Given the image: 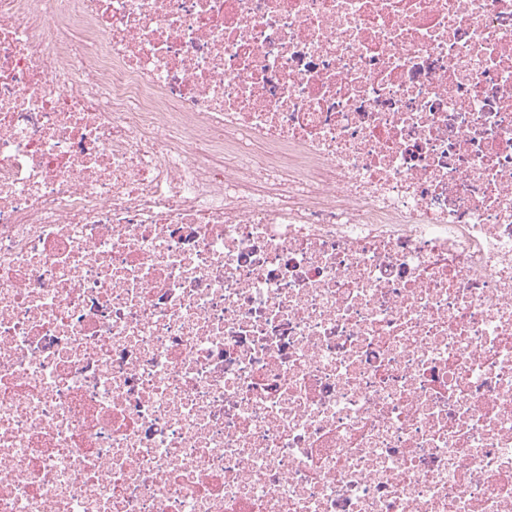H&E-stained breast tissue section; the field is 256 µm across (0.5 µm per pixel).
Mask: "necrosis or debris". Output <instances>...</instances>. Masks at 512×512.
Returning <instances> with one entry per match:
<instances>
[{"mask_svg":"<svg viewBox=\"0 0 512 512\" xmlns=\"http://www.w3.org/2000/svg\"><path fill=\"white\" fill-rule=\"evenodd\" d=\"M0 512H512V0H0Z\"/></svg>","mask_w":512,"mask_h":512,"instance_id":"necrosis-or-debris-1","label":"necrosis or debris"}]
</instances>
